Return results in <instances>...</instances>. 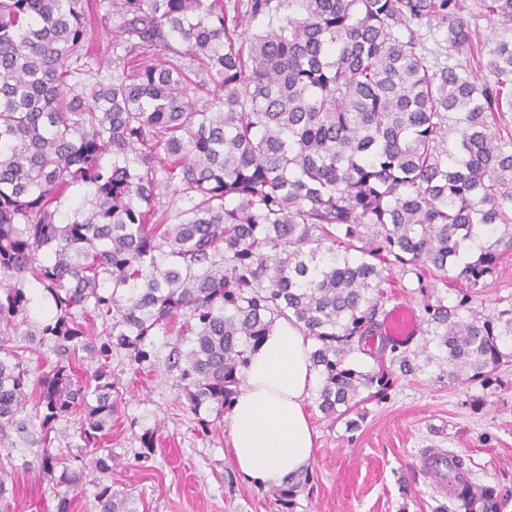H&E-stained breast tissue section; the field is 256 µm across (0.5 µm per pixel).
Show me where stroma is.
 Here are the masks:
<instances>
[{"mask_svg":"<svg viewBox=\"0 0 512 512\" xmlns=\"http://www.w3.org/2000/svg\"><path fill=\"white\" fill-rule=\"evenodd\" d=\"M380 311L404 302L419 320L426 304L452 306L467 298L470 312L483 318L512 311V251L496 271L471 287L438 273L394 264L383 272ZM178 324L156 332L154 365L133 369L122 354L109 368L120 383L121 401L103 443L112 450V488L129 497L130 512H278L277 489L261 488L238 474L227 445L228 419L215 410L193 413L166 356L178 339ZM488 385L451 374L446 354L431 332L405 346L414 365L401 374L391 352L383 356L353 350L362 371L385 364L390 383L381 395L361 402L347 420L325 418L309 403L317 433L313 463L288 512H458L453 497L436 492L418 463L424 448L460 457L475 484L500 490V512H512V342ZM211 423L202 433L199 421ZM153 448L144 451L143 438ZM36 451H11L14 512H56L59 497L70 512H94L98 472L85 469L80 483L64 484L42 475Z\"/></svg>","mask_w":512,"mask_h":512,"instance_id":"35a3bbf8","label":"stroma"}]
</instances>
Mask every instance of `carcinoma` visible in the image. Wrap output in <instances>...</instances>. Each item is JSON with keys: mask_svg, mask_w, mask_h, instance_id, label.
<instances>
[{"mask_svg": "<svg viewBox=\"0 0 512 512\" xmlns=\"http://www.w3.org/2000/svg\"><path fill=\"white\" fill-rule=\"evenodd\" d=\"M464 2L112 0L122 53L106 83L90 64L91 0H0V323L27 324L28 274L56 309L23 332L54 356L42 376L0 336V447L44 443L78 412L89 464L111 471L95 439L118 382L102 366L78 380L73 360L150 363V337L179 316L188 346L167 363L193 410L231 407L281 318L316 341L325 417L382 393L387 373L348 361L374 335L381 265L477 285L500 253L455 267L473 237L501 229L512 249V135L495 124L512 112V0ZM74 185L88 207L62 215ZM162 186L189 206L160 208ZM466 304H428V323L445 329L448 365L486 384L512 317L500 328ZM77 460L45 454L40 470L73 484ZM11 479L0 463V512ZM455 499L500 512L492 486ZM94 502L128 512L108 483Z\"/></svg>", "mask_w": 512, "mask_h": 512, "instance_id": "obj_1", "label": "carcinoma"}]
</instances>
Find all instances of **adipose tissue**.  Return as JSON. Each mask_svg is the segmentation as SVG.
<instances>
[{
	"label": "adipose tissue",
	"instance_id": "obj_1",
	"mask_svg": "<svg viewBox=\"0 0 512 512\" xmlns=\"http://www.w3.org/2000/svg\"><path fill=\"white\" fill-rule=\"evenodd\" d=\"M310 338L287 320L249 354L229 413L228 444L241 477L279 487L314 459L307 404L314 388Z\"/></svg>",
	"mask_w": 512,
	"mask_h": 512
}]
</instances>
